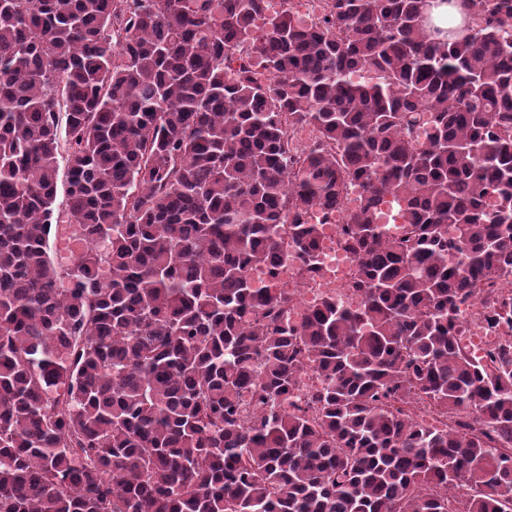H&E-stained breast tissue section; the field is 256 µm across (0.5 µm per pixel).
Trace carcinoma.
<instances>
[{"label": "carcinoma", "instance_id": "carcinoma-1", "mask_svg": "<svg viewBox=\"0 0 512 512\" xmlns=\"http://www.w3.org/2000/svg\"><path fill=\"white\" fill-rule=\"evenodd\" d=\"M470 2L0 0V512H512V0ZM353 184L359 304L293 323ZM478 311L473 305L465 307L461 311L464 323L470 325V331L464 339H460L462 345H478L484 352L490 349L497 341V333L488 331L479 319Z\"/></svg>", "mask_w": 512, "mask_h": 512}]
</instances>
